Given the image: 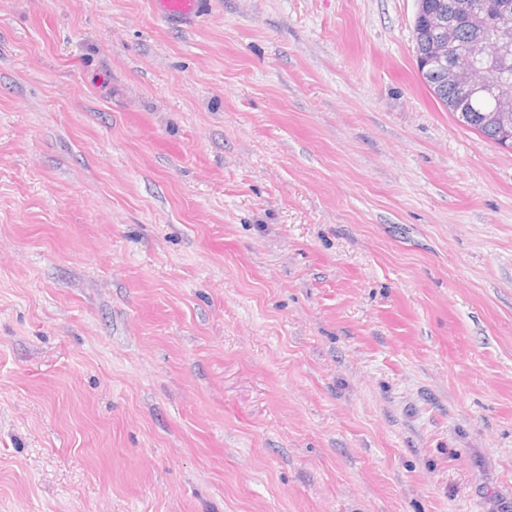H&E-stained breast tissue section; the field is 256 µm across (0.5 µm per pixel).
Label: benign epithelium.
Segmentation results:
<instances>
[{
  "instance_id": "obj_1",
  "label": "benign epithelium",
  "mask_w": 512,
  "mask_h": 512,
  "mask_svg": "<svg viewBox=\"0 0 512 512\" xmlns=\"http://www.w3.org/2000/svg\"><path fill=\"white\" fill-rule=\"evenodd\" d=\"M485 8V0H465L463 7L439 9L431 14H420L418 18L439 36L435 51L440 66L448 71V83L457 86L467 95L485 93L500 107L497 116L502 121L500 139L512 140V75L497 73L488 78L471 59L487 51L501 52L512 49V0H497L495 15L497 27L493 30V41L479 32L472 36L471 53L448 56V41L452 40L462 27L465 15L479 14Z\"/></svg>"
}]
</instances>
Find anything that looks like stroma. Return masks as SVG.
Here are the masks:
<instances>
[{"label":"stroma","mask_w":512,"mask_h":512,"mask_svg":"<svg viewBox=\"0 0 512 512\" xmlns=\"http://www.w3.org/2000/svg\"><path fill=\"white\" fill-rule=\"evenodd\" d=\"M416 0H0V512H512V149ZM158 10L166 16L190 19L201 11L202 0H155Z\"/></svg>","instance_id":"1"}]
</instances>
